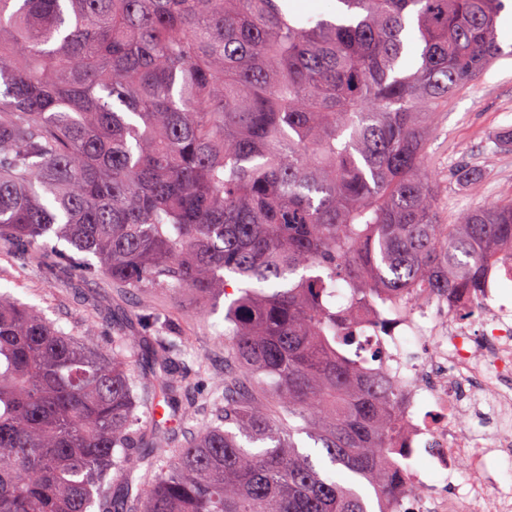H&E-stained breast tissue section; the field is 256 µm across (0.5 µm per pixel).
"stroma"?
<instances>
[{
    "instance_id": "35a3bbf8",
    "label": "stroma",
    "mask_w": 512,
    "mask_h": 512,
    "mask_svg": "<svg viewBox=\"0 0 512 512\" xmlns=\"http://www.w3.org/2000/svg\"><path fill=\"white\" fill-rule=\"evenodd\" d=\"M503 57L473 84L457 92L437 118L427 141V155L435 177L448 181V208L456 211L474 202L492 201L512 188V152L497 150L501 128H512V34L499 30ZM481 168L484 175L470 188H459L450 177L459 162ZM0 291L24 303L37 306L65 332L80 336L88 324H95V341L111 350L112 338L121 330L135 329L131 313L135 298L121 297L108 288L105 276L90 281H75L72 288L59 290L29 274L19 260L0 257ZM228 298L201 309L180 308L174 315L185 331L189 350L182 367L195 372L187 397L196 400L193 420L182 422L186 431H196L212 420L211 403L224 378V313ZM301 453L308 455L316 469L360 492L370 512L377 508L371 488L352 474L333 466L320 443L307 435H296Z\"/></svg>"
}]
</instances>
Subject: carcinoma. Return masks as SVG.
Listing matches in <instances>:
<instances>
[{"mask_svg":"<svg viewBox=\"0 0 512 512\" xmlns=\"http://www.w3.org/2000/svg\"><path fill=\"white\" fill-rule=\"evenodd\" d=\"M504 9L0 0V251L138 301L109 355L0 292V512H369L299 433L393 498L399 395L353 350L354 308L417 286L451 301L512 258V191L446 223L425 159L503 55ZM228 273L224 394L185 436L157 419L196 412L171 306L230 295ZM142 338L153 378L127 368Z\"/></svg>","mask_w":512,"mask_h":512,"instance_id":"1","label":"carcinoma"}]
</instances>
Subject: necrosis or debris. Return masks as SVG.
<instances>
[{"label": "necrosis or debris", "instance_id": "obj_1", "mask_svg": "<svg viewBox=\"0 0 512 512\" xmlns=\"http://www.w3.org/2000/svg\"><path fill=\"white\" fill-rule=\"evenodd\" d=\"M511 273L497 268L477 294H461L455 314L426 288L410 304L397 295L358 307L357 345L400 396V458L431 462L427 472L410 465L386 512H512V481L485 463L512 461V301L499 290ZM462 409L491 414L497 431H464Z\"/></svg>", "mask_w": 512, "mask_h": 512}]
</instances>
